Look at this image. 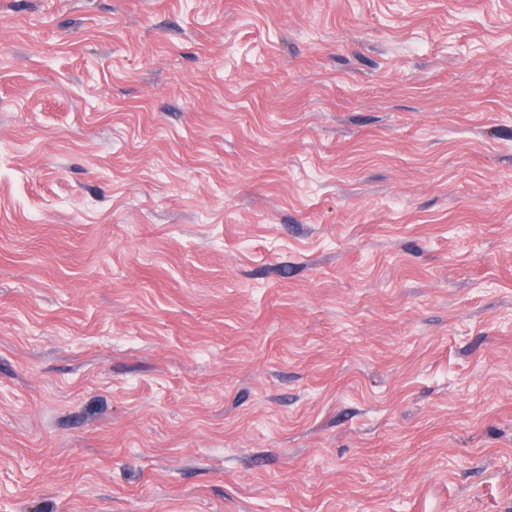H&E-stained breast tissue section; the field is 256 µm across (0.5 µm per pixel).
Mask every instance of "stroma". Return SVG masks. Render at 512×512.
<instances>
[{"label": "stroma", "instance_id": "stroma-1", "mask_svg": "<svg viewBox=\"0 0 512 512\" xmlns=\"http://www.w3.org/2000/svg\"><path fill=\"white\" fill-rule=\"evenodd\" d=\"M0 512H512V0H0Z\"/></svg>", "mask_w": 512, "mask_h": 512}]
</instances>
